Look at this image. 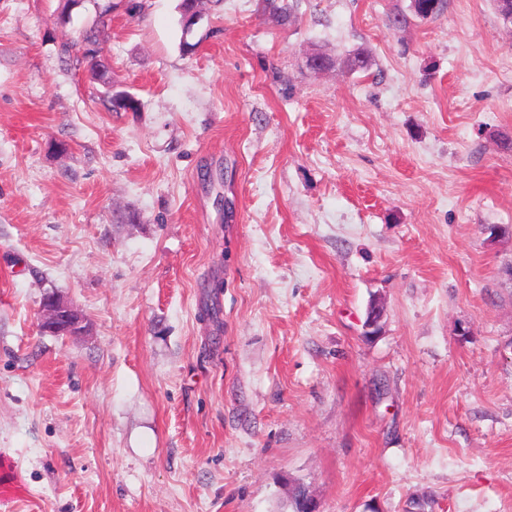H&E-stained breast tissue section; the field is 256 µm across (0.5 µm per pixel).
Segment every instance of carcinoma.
<instances>
[{
	"label": "carcinoma",
	"mask_w": 512,
	"mask_h": 512,
	"mask_svg": "<svg viewBox=\"0 0 512 512\" xmlns=\"http://www.w3.org/2000/svg\"><path fill=\"white\" fill-rule=\"evenodd\" d=\"M116 4L113 0H94V12L78 37L60 44V54L67 60L84 62L93 78L104 81L105 72L101 70L104 46L110 35L112 12ZM446 7V0H416L412 5L414 15L422 19L439 17Z\"/></svg>",
	"instance_id": "carcinoma-1"
}]
</instances>
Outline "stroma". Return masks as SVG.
Segmentation results:
<instances>
[{
  "label": "stroma",
  "instance_id": "stroma-1",
  "mask_svg": "<svg viewBox=\"0 0 512 512\" xmlns=\"http://www.w3.org/2000/svg\"><path fill=\"white\" fill-rule=\"evenodd\" d=\"M62 3L0 0V512H512L491 0H204L190 53L180 0L119 7L135 112L62 59L94 11ZM51 292L85 332L41 329Z\"/></svg>",
  "mask_w": 512,
  "mask_h": 512
}]
</instances>
